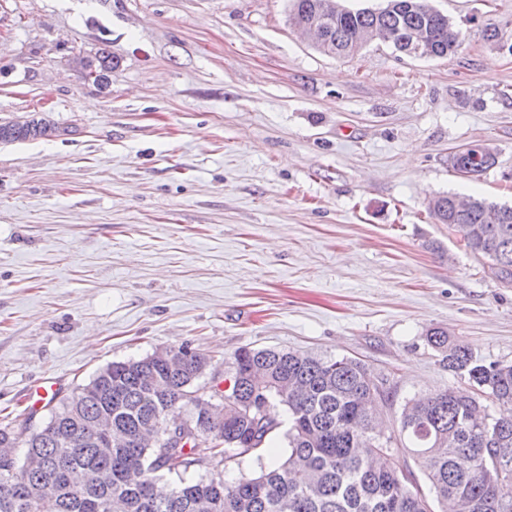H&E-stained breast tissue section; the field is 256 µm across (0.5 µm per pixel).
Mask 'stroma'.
I'll return each mask as SVG.
<instances>
[{
  "mask_svg": "<svg viewBox=\"0 0 512 512\" xmlns=\"http://www.w3.org/2000/svg\"><path fill=\"white\" fill-rule=\"evenodd\" d=\"M431 4L453 55H323L290 0H0V120L67 130L0 144V417L187 343L220 380L242 347L360 359L394 436L465 384L428 329L511 363L512 283L428 202L512 204V0ZM104 44L101 90L76 58ZM471 142L498 154L477 180L448 166Z\"/></svg>",
  "mask_w": 512,
  "mask_h": 512,
  "instance_id": "stroma-1",
  "label": "stroma"
}]
</instances>
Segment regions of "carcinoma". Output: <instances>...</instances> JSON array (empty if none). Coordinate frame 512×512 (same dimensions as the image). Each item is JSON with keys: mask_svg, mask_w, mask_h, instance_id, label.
I'll use <instances>...</instances> for the list:
<instances>
[{"mask_svg": "<svg viewBox=\"0 0 512 512\" xmlns=\"http://www.w3.org/2000/svg\"><path fill=\"white\" fill-rule=\"evenodd\" d=\"M292 20L323 26L321 54L349 57L368 43L398 51L420 36L422 57H445L463 45L462 32L427 0H386L380 8L350 9L335 0H292ZM86 79L108 78L118 60L106 47L77 58ZM7 142L46 136L38 114L0 120ZM492 165L481 143L448 155L461 176H481ZM439 224L461 230L470 251L492 261L491 270L512 282V207L447 193L429 201ZM426 342L448 371L468 387L447 388L405 402L398 435L378 431L376 385L368 367L351 357L241 348L230 362L228 389L218 400L193 405L188 394L209 360L187 344L112 362L50 409L37 430L28 421L0 426V448L23 449V460L0 457V512H512V364L486 362L441 328ZM288 409V451L260 473L227 484L183 474L215 459L227 467L262 453ZM181 426L167 433L168 424ZM148 431L157 444L141 441ZM411 453L429 492L400 474L394 454ZM175 475L167 494L155 490L156 473Z\"/></svg>", "mask_w": 512, "mask_h": 512, "instance_id": "cac0c4a2", "label": "carcinoma"}]
</instances>
